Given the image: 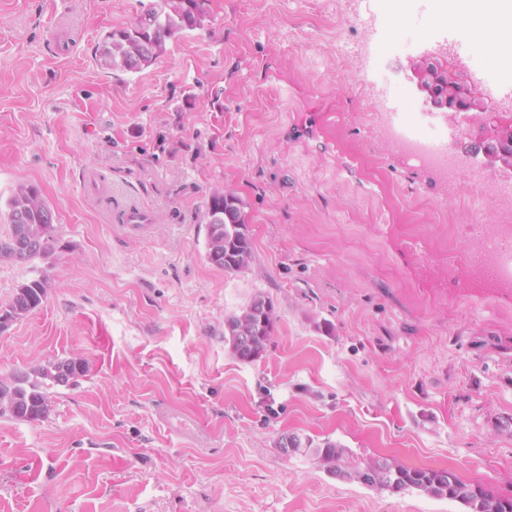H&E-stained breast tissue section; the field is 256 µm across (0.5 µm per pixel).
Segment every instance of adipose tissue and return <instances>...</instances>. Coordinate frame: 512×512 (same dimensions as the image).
<instances>
[{
	"label": "adipose tissue",
	"mask_w": 512,
	"mask_h": 512,
	"mask_svg": "<svg viewBox=\"0 0 512 512\" xmlns=\"http://www.w3.org/2000/svg\"><path fill=\"white\" fill-rule=\"evenodd\" d=\"M432 11L453 12L458 32L471 45H482L490 22L512 23V0H430Z\"/></svg>",
	"instance_id": "ef3b65f1"
}]
</instances>
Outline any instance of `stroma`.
<instances>
[{
    "mask_svg": "<svg viewBox=\"0 0 512 512\" xmlns=\"http://www.w3.org/2000/svg\"><path fill=\"white\" fill-rule=\"evenodd\" d=\"M141 0H0V234L19 183L54 209V250L0 262V311L46 275L42 304L0 332V377L77 357L37 422L0 417V512H464L416 490L337 479L283 434L448 469L512 497V287L460 275L474 224L459 170L405 157L356 97L410 91L411 58L455 46L383 0H204L203 27L137 73L95 52ZM97 174L103 206L86 187ZM238 196L253 258H205L210 193ZM142 227L122 226L131 206ZM453 243L452 257L433 249ZM278 315L253 362L224 321L256 294Z\"/></svg>",
    "mask_w": 512,
    "mask_h": 512,
    "instance_id": "1",
    "label": "stroma"
}]
</instances>
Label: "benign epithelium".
<instances>
[{"instance_id": "benign-epithelium-1", "label": "benign epithelium", "mask_w": 512, "mask_h": 512, "mask_svg": "<svg viewBox=\"0 0 512 512\" xmlns=\"http://www.w3.org/2000/svg\"><path fill=\"white\" fill-rule=\"evenodd\" d=\"M410 81L426 111L445 115L473 113V155L512 177V107L493 104L480 82L468 75L446 49L426 51L411 60Z\"/></svg>"}]
</instances>
